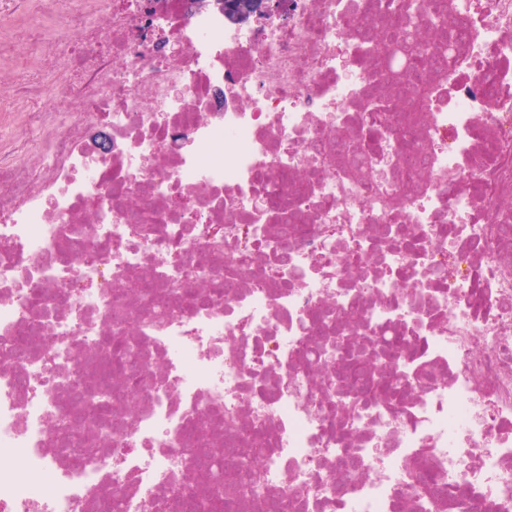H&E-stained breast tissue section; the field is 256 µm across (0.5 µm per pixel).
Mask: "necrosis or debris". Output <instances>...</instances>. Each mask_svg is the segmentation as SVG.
Returning <instances> with one entry per match:
<instances>
[{
	"label": "necrosis or debris",
	"instance_id": "1",
	"mask_svg": "<svg viewBox=\"0 0 512 512\" xmlns=\"http://www.w3.org/2000/svg\"><path fill=\"white\" fill-rule=\"evenodd\" d=\"M402 6L280 0L242 22L188 0H112L83 29L55 0L57 39L42 56L69 68L61 45L79 34L83 85L54 90L32 73L0 111V124L28 120L41 139L33 151L0 143V512H100L111 490L126 512H146L163 490L195 484L187 429L229 443V416L267 446L244 512L273 497L288 512H437L412 495L424 449L464 492L460 512H512V0L446 7L463 64L430 71L417 118L429 173L413 186L392 132L369 174L342 153L365 138L366 90L383 79L370 37ZM51 96L62 112L29 111ZM91 113L108 152L87 137ZM296 223L315 230L283 236ZM409 226L411 249L399 242ZM65 244L101 258L74 262ZM200 253L233 288L160 325L126 308L141 323L140 413L73 465L50 426L71 372L100 354L113 289L205 287L187 272ZM36 293L64 299L46 317ZM349 314L417 346L389 366L395 384L426 370L432 382L394 405L317 394L298 352L328 360L319 339ZM31 328L35 348L17 362L12 340ZM345 427L358 432L349 445L336 436ZM350 451L357 464L342 469Z\"/></svg>",
	"mask_w": 512,
	"mask_h": 512
}]
</instances>
